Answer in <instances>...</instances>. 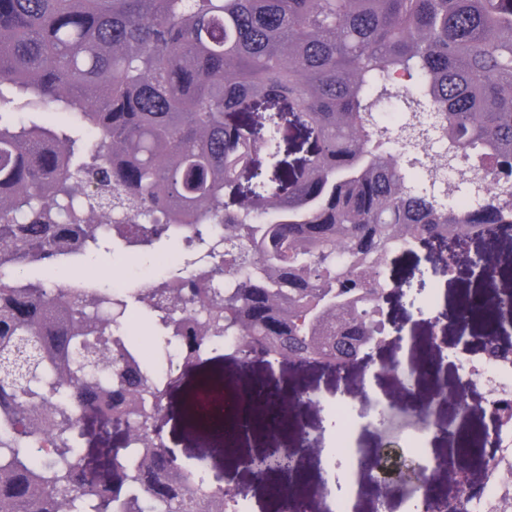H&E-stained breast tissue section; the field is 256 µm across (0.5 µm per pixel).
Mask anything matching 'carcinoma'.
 <instances>
[{
	"label": "carcinoma",
	"instance_id": "carcinoma-1",
	"mask_svg": "<svg viewBox=\"0 0 512 512\" xmlns=\"http://www.w3.org/2000/svg\"><path fill=\"white\" fill-rule=\"evenodd\" d=\"M405 94L435 109L448 153L418 174L398 161L376 103ZM292 115L297 165L269 186L243 172L279 156L266 113ZM46 108L41 124L12 111ZM475 155L512 174V0H0V405L21 427L0 437V512H229L235 494L176 464L153 431L167 387L106 335L134 307L179 341L183 366L207 345L239 365L260 355L347 372L389 340L387 258L425 242L498 255L495 225L512 203L495 194L459 214L435 189L440 170ZM113 201L112 221L98 222ZM224 225L211 270L233 286L171 274L148 293L69 297L30 264L61 267L101 231L168 263L159 244ZM498 303L459 308L487 327ZM110 415L118 447L94 478L76 447L78 412ZM51 437L53 458L33 446ZM461 489L440 512L468 508Z\"/></svg>",
	"mask_w": 512,
	"mask_h": 512
}]
</instances>
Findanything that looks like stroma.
Listing matches in <instances>:
<instances>
[{"mask_svg": "<svg viewBox=\"0 0 512 512\" xmlns=\"http://www.w3.org/2000/svg\"><path fill=\"white\" fill-rule=\"evenodd\" d=\"M99 274L113 275L115 283L135 285L152 277L156 269L145 257L136 261L113 260L101 254L92 260ZM385 275L391 283L416 281L425 277L426 288L416 302L390 296L384 302L386 315L405 322L406 334L416 344L414 352L391 343L373 350L374 363L387 370L377 380L376 393L363 391L367 375L365 367L357 366L339 375L319 366L300 369L280 360L254 362L249 375H241L234 361L212 353L199 365L188 369L178 387L171 389L165 401L167 424L164 438L181 460H203L210 482L239 487L250 512H281L280 499L271 489L279 482L278 475L257 478L246 464L247 457L275 446L297 453V484L326 486L327 495L311 498L310 512H327L340 498H348L350 512H407L405 496L398 487H390L384 500H377L368 482H360L357 490L331 483L329 475L334 462L331 450L336 443V423L329 410L337 399L349 400L362 415L374 414L382 405L394 404L395 417L389 428L361 429L358 446L361 450L383 445L397 447L400 439L415 427L413 415L422 411L436 423L425 441L432 464L431 485L442 484L445 472L440 463L449 449L469 446L465 459L473 472H480L484 462L482 445L490 420L485 415L484 387L468 380L458 366L460 359L480 353L484 328L480 324L459 325L452 310L465 299L487 294V285L475 272L463 270L443 273L440 263L429 250L398 251L387 262ZM262 384L274 394L280 417L286 426L279 432L255 430L245 443L227 450L223 436L212 438L207 447L199 445V430L192 421L194 395L202 388L219 384L227 398L236 399ZM299 421L313 442L309 449L299 450L290 421Z\"/></svg>", "mask_w": 512, "mask_h": 512, "instance_id": "obj_1", "label": "stroma"}]
</instances>
